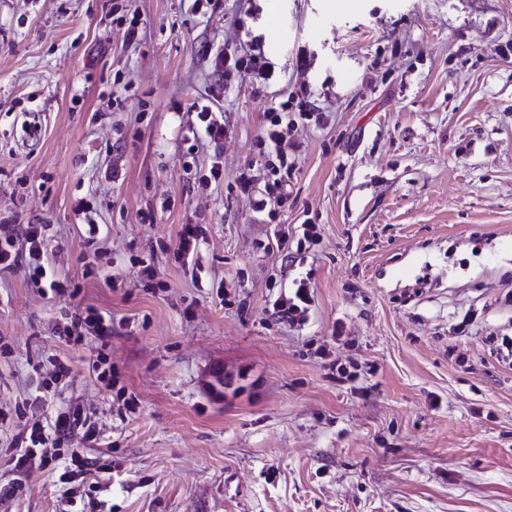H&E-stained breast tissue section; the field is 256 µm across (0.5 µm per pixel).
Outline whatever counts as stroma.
I'll return each mask as SVG.
<instances>
[{
  "label": "stroma",
  "mask_w": 512,
  "mask_h": 512,
  "mask_svg": "<svg viewBox=\"0 0 512 512\" xmlns=\"http://www.w3.org/2000/svg\"><path fill=\"white\" fill-rule=\"evenodd\" d=\"M256 37L278 80L225 83V47ZM508 41L512 0H0V219L48 225L79 288L0 275V410L58 356L68 375L10 433L78 407L112 463L67 495L0 458V487L22 486L0 512H512L493 351L512 336ZM290 97L311 117L284 132L288 200L267 216L237 180L265 179V109ZM193 103L224 140H193ZM283 229L289 253L263 249ZM298 275L314 301L291 323L274 284ZM89 305L111 338L66 343Z\"/></svg>",
  "instance_id": "stroma-1"
}]
</instances>
